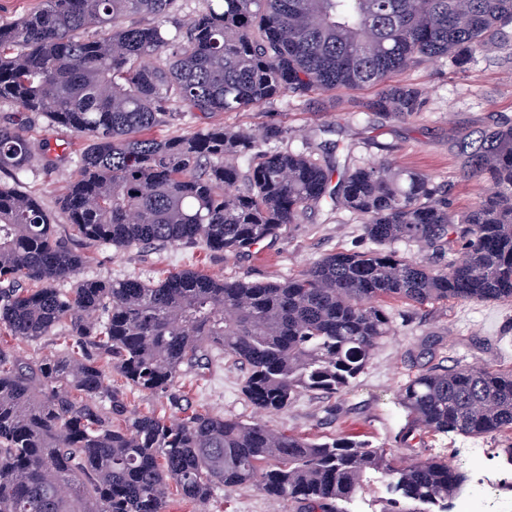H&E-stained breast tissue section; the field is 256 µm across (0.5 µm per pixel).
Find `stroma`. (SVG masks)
Returning <instances> with one entry per match:
<instances>
[{
  "mask_svg": "<svg viewBox=\"0 0 512 512\" xmlns=\"http://www.w3.org/2000/svg\"><path fill=\"white\" fill-rule=\"evenodd\" d=\"M398 83L420 88L423 110L407 120L388 118L365 109L376 96L373 89H339L311 101L279 99L265 109L186 115L171 125L156 128L159 138L187 134L203 125L255 129L265 122H284L290 134L281 150L333 147L338 166L374 164L392 155L399 166L433 175L447 183L456 211L473 206L490 190L485 181L460 177L461 138H478L496 123L512 121V38L495 45L476 61L463 65L439 58L397 75ZM26 135L35 142H50L52 174L35 171L22 178L20 190L33 194L51 215L59 234H67L68 220L60 207L74 158L87 141L36 117ZM362 238L360 224L351 214L331 205L309 210L301 223L283 227L280 236L257 249L238 255L201 246L117 250L76 242L89 261L81 274L114 280L138 277L156 280L180 270H196L229 279L269 281L293 276L326 254L353 248ZM395 329L376 348L367 368L349 389L332 398L302 394L288 411L269 416L270 425L312 439L351 437L390 449L400 459L442 458L462 472L465 481L448 512L461 507L478 479L493 480L512 497V459L505 450L512 437H475L457 433L422 436L403 445L407 423L399 400L401 385L411 376L435 365H473L512 368V300L508 302H440L410 306L391 302ZM244 373L227 362L186 378L183 404L245 420L255 409L244 399ZM202 512H296L290 502H275L251 486L233 492L215 489Z\"/></svg>",
  "mask_w": 512,
  "mask_h": 512,
  "instance_id": "stroma-1",
  "label": "stroma"
}]
</instances>
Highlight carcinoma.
Here are the masks:
<instances>
[{
    "label": "carcinoma",
    "mask_w": 512,
    "mask_h": 512,
    "mask_svg": "<svg viewBox=\"0 0 512 512\" xmlns=\"http://www.w3.org/2000/svg\"><path fill=\"white\" fill-rule=\"evenodd\" d=\"M174 0H44L0 25V173L51 167L34 116L90 141L61 206L70 237L39 200L0 183V335L68 345L43 358L0 349V512H166L171 491L197 506L252 485L298 512H348L376 476L382 512H448L464 476L446 460L399 462L365 440H312L208 410L190 413L183 379L230 359L242 394L279 414L305 391L328 396L364 371L391 335L389 301L512 300V125L463 145L461 176L492 189L464 213L448 186L387 159L333 179L330 159L274 147L288 126L153 130L200 112L278 98L377 89L375 112L408 119L422 93L397 73L472 61L504 40L512 0H203L186 23ZM330 202L370 247L328 254L281 281L183 270L157 282L83 278L72 240L118 249L197 244L249 252ZM421 243L445 262L396 249ZM63 282L72 286L58 288ZM169 400L181 417L129 409L112 373ZM421 433L512 434V369L455 364L400 388Z\"/></svg>",
    "instance_id": "cac0c4a2"
}]
</instances>
